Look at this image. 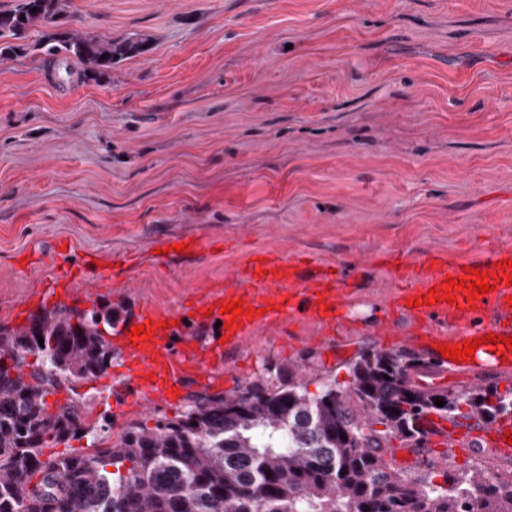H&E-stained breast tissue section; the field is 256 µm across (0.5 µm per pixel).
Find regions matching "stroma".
Returning a JSON list of instances; mask_svg holds the SVG:
<instances>
[{
  "label": "stroma",
  "instance_id": "1",
  "mask_svg": "<svg viewBox=\"0 0 512 512\" xmlns=\"http://www.w3.org/2000/svg\"><path fill=\"white\" fill-rule=\"evenodd\" d=\"M73 30L140 37L105 82L42 47L0 58V323L44 309L182 312L257 251L357 282L356 327L258 328L231 395L350 380L396 284L382 254L512 245V0H73ZM171 237L189 259L158 266ZM111 438L176 419L81 385Z\"/></svg>",
  "mask_w": 512,
  "mask_h": 512
}]
</instances>
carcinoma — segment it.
<instances>
[{"instance_id":"obj_1","label":"carcinoma","mask_w":512,"mask_h":512,"mask_svg":"<svg viewBox=\"0 0 512 512\" xmlns=\"http://www.w3.org/2000/svg\"><path fill=\"white\" fill-rule=\"evenodd\" d=\"M73 15L72 0H17L0 11V56L26 53L29 31L41 27L65 76L75 60L97 81L150 51L146 39L69 30ZM122 311L105 301L0 324V512H512V471L459 474L446 457L421 461L413 475L396 467L392 440L418 447L433 415L453 425L512 417L511 389L419 384L433 366L416 351H364L349 385L328 382L314 395L294 375L228 396L193 393L175 421L134 422L111 446L44 455L107 431L88 425L78 388L112 366L99 326L115 329ZM60 392L64 402H47Z\"/></svg>"}]
</instances>
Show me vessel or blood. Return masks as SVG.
<instances>
[{
    "instance_id": "b4317fda",
    "label": "vessel or blood",
    "mask_w": 512,
    "mask_h": 512,
    "mask_svg": "<svg viewBox=\"0 0 512 512\" xmlns=\"http://www.w3.org/2000/svg\"><path fill=\"white\" fill-rule=\"evenodd\" d=\"M512 261V246L488 243L476 257L462 260L453 255L435 254L422 261L404 262L396 267L400 281L397 291L378 325L380 335H388L389 322L403 315L409 327L397 339L399 349L427 353L440 369L427 376L430 384L442 383L443 373H499L512 368V358L504 359L502 348L480 346L472 359L456 363L438 352V345L460 346L464 341L487 334L512 335V285L503 282L504 261ZM479 268L489 276L499 277L495 291L470 303L465 290H456L455 302L439 300L436 304L413 306V299L426 296L429 289L443 286L446 278L463 276L465 268ZM353 283L347 277L317 267L306 257L288 258L275 251L253 253L247 263L225 281L223 288L189 307L187 313L169 314L152 308L143 309L133 322L116 328L112 348L115 366L107 376L112 393L127 396L143 407L151 408L177 400V391L185 380H217L224 363L225 347H243L255 328L288 318L317 322L325 332L347 325ZM243 300L249 315L228 318L222 304ZM152 322L149 340L130 341L132 325ZM211 330V337L196 335V328ZM512 432V420H503L484 428L487 445L500 454H512L505 440ZM433 445L444 454L454 455L460 447V433L436 425L430 436Z\"/></svg>"
}]
</instances>
